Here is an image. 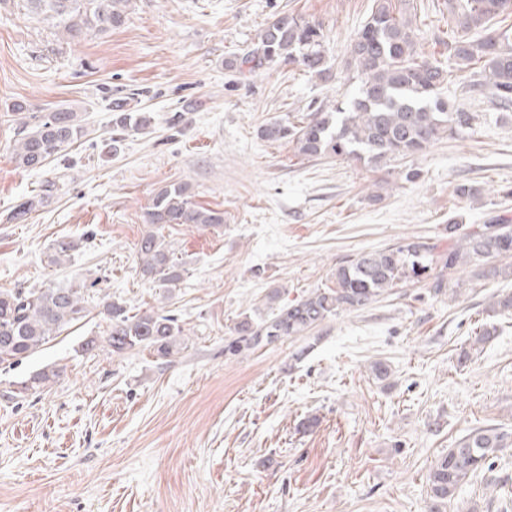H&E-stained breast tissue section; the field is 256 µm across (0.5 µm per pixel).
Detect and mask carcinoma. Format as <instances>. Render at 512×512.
I'll use <instances>...</instances> for the list:
<instances>
[{"label": "carcinoma", "instance_id": "1", "mask_svg": "<svg viewBox=\"0 0 512 512\" xmlns=\"http://www.w3.org/2000/svg\"><path fill=\"white\" fill-rule=\"evenodd\" d=\"M128 0H23L28 15L51 20L71 43L91 33L103 34L122 26ZM512 8V0H448L455 26L448 34V57L466 69L475 64L473 88L488 91L493 100L512 105V43L492 20ZM406 0H374L370 14L350 41L349 66L360 78L357 92L347 102L310 115L295 125L287 119L260 129L267 141H287L304 158L345 157L378 163L395 157L415 156L455 128L469 129L473 117L452 110L442 97L448 85V69L435 60L418 59L417 34L406 14ZM325 39L318 23L281 13L259 32L252 48L225 61L237 73L261 71L297 64L322 79L330 78L323 54ZM34 123L16 140L12 158L16 167L35 170L81 142L88 128L72 108L32 117ZM113 127L122 135L108 138L116 153L125 135L148 128L144 112L115 104ZM42 199L23 197L6 221H25ZM147 223H224V213L195 204L191 187L178 182L162 187L152 198ZM77 244L60 240L53 246L51 262L70 260ZM142 277L164 288L176 286L183 268L154 230L145 232L135 246ZM512 258V224L493 219L461 236L448 227V249L427 239H403L384 248L363 251L336 268L335 286L316 288L291 302L271 309L260 320L244 315L224 343V354L237 356L284 340L305 336L340 311L360 310L387 291L404 283H419L438 271L433 288L443 289L444 273L471 267L481 276L512 277V265L493 261ZM89 310L76 288L0 289V364L16 365L63 332L78 325ZM108 320L102 339L88 337L80 348L91 353L102 347L113 355L147 350L167 363L185 344L177 319L168 313H130L114 301L103 302ZM60 371L44 367L19 382V394L42 391L57 383ZM512 450V432L497 427L478 428L444 452L428 477V512H444L474 474L498 454Z\"/></svg>", "mask_w": 512, "mask_h": 512}]
</instances>
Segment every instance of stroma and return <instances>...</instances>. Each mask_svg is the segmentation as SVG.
I'll return each instance as SVG.
<instances>
[{
	"instance_id": "1",
	"label": "stroma",
	"mask_w": 512,
	"mask_h": 512,
	"mask_svg": "<svg viewBox=\"0 0 512 512\" xmlns=\"http://www.w3.org/2000/svg\"><path fill=\"white\" fill-rule=\"evenodd\" d=\"M373 0H131L106 34L64 41L21 0H0V289L79 287L88 318L40 352L0 366V512H427L428 475L471 429L512 431V316L488 306L512 278L451 273L402 284L363 310L243 357L224 353L242 314L333 284L356 253L404 238L448 243L495 217L512 220V108L474 91L469 72L444 96L472 113L424 154L362 164L306 159L261 139L277 118L299 122L358 85L349 44ZM420 57L447 62L448 0H410ZM288 12L320 23L331 68L321 80L287 65L249 77L228 58ZM148 113L117 155L103 141L112 100ZM75 107L89 140L24 171L12 149L24 114ZM419 170L407 180L408 170ZM189 183L222 224L161 229L185 272L173 288L143 279L135 246L165 185ZM483 188L480 198L459 185ZM45 202L22 223L18 201ZM78 241L56 266L49 246ZM178 318L188 346L164 364L147 351L82 353L104 335L101 298ZM496 335L472 341L486 323ZM470 358L459 363L462 350ZM378 360L388 378L370 370ZM53 366L51 388L16 396ZM318 424L300 431V420ZM512 512V451L494 459L448 512Z\"/></svg>"
}]
</instances>
